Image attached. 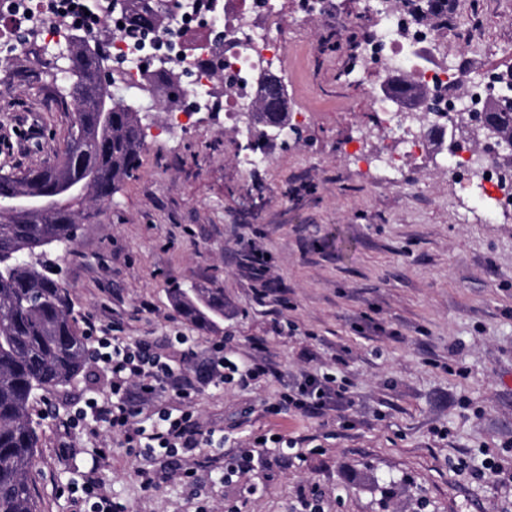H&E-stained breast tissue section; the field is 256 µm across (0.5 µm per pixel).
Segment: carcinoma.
I'll list each match as a JSON object with an SVG mask.
<instances>
[{"label":"carcinoma","instance_id":"cac0c4a2","mask_svg":"<svg viewBox=\"0 0 512 512\" xmlns=\"http://www.w3.org/2000/svg\"><path fill=\"white\" fill-rule=\"evenodd\" d=\"M128 30H150L165 23L153 0H124ZM68 96L77 124L68 141L84 139L87 163L79 166L64 150L50 164L24 173L0 172V512H40L30 478L39 437L32 407L40 392L71 385L87 368V336L77 327L67 289L37 261L35 250L73 245L76 215L83 200L63 192L90 175L105 189L117 187L137 168L143 149L141 118L117 109L95 110V74L88 64L74 70ZM498 137L512 139V107L491 112ZM58 202L48 215L18 209L29 189ZM170 300L201 328L224 317V295L217 289L173 288Z\"/></svg>","mask_w":512,"mask_h":512}]
</instances>
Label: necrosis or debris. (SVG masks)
I'll return each mask as SVG.
<instances>
[{
  "label": "necrosis or debris",
  "instance_id": "necrosis-or-debris-1",
  "mask_svg": "<svg viewBox=\"0 0 512 512\" xmlns=\"http://www.w3.org/2000/svg\"><path fill=\"white\" fill-rule=\"evenodd\" d=\"M123 13L112 10L110 0H0V21L11 26L33 27L40 39L74 29L95 33L102 25L112 29L108 51L128 89L152 94L176 90L192 109L205 110L214 104L223 108L227 121L241 123L257 97L261 74L282 63L279 43L272 31L280 21L265 0H184L180 13L171 18V36L162 42L152 36L131 37L122 27ZM224 29V45L219 53L197 52L191 41L200 36L202 43L212 39L213 27ZM439 37L430 27L415 20L406 11L389 12L381 20V29L367 44L365 55L378 64L377 74L394 82L404 75L440 94V111L454 117L486 112L512 94V73L487 69L481 81L465 77L461 68L412 67L407 48L438 44ZM180 74L176 87L162 79L164 70ZM385 125L395 127L397 136L376 148L360 140L352 150L355 160L387 172H398L406 159L424 156L434 126L420 117L418 109H397L388 97L375 99ZM448 174L458 192H467L473 183L484 187L487 209L497 215L512 209V171L492 151L474 149L468 140L456 139L448 149Z\"/></svg>",
  "mask_w": 512,
  "mask_h": 512
}]
</instances>
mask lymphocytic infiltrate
Returning a JSON list of instances; mask_svg holds the SVG:
<instances>
[{"label":"lymphocytic infiltrate","instance_id":"obj_1","mask_svg":"<svg viewBox=\"0 0 512 512\" xmlns=\"http://www.w3.org/2000/svg\"><path fill=\"white\" fill-rule=\"evenodd\" d=\"M96 342L94 360L111 375V396L101 403L89 402L74 418L79 421L90 416L123 434L129 450L137 456H151L160 450L172 454L180 448L204 445L223 449V438L202 430L192 412L173 414L158 405V398L168 393L189 402L200 383L220 386L232 374L247 388L268 372L260 362H236L220 350L205 358L199 370L191 374L167 355L153 351L148 342L133 344L118 336H100ZM346 402L331 377L305 371L289 384L279 405L293 413L326 415L342 410Z\"/></svg>","mask_w":512,"mask_h":512}]
</instances>
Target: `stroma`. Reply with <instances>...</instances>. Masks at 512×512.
Instances as JSON below:
<instances>
[{
  "instance_id": "35a3bbf8",
  "label": "stroma",
  "mask_w": 512,
  "mask_h": 512,
  "mask_svg": "<svg viewBox=\"0 0 512 512\" xmlns=\"http://www.w3.org/2000/svg\"><path fill=\"white\" fill-rule=\"evenodd\" d=\"M288 112L313 114L300 139L264 142L268 165L247 167L243 134L220 112L194 115L162 136L166 101L140 99L145 146L109 203L86 206L72 251L46 257L68 290L79 328L147 339L172 359L215 344L248 358L262 346L275 373L249 388L201 385L190 405L223 451L129 454L93 420L67 421L89 399L110 396L109 375L91 364L71 386L34 404L39 448L32 483L42 512H76L75 490L100 449L98 473L124 512H512V486L482 473L512 467V215L489 217L478 191L453 200L443 159L448 137L402 176L352 162L337 143L371 134L369 86L348 31L374 32L363 0H272ZM435 62L469 77L512 67V0H454ZM66 40L47 41L0 66V170L43 165L63 149L74 82ZM269 257L265 278L252 247ZM224 291V320L206 330L183 317L172 284ZM187 337L179 345L177 337ZM335 377L349 405L339 414L270 413L294 376ZM254 470L222 481L239 449L273 437ZM191 478H183L184 469ZM153 474L143 488L139 471Z\"/></svg>"
}]
</instances>
